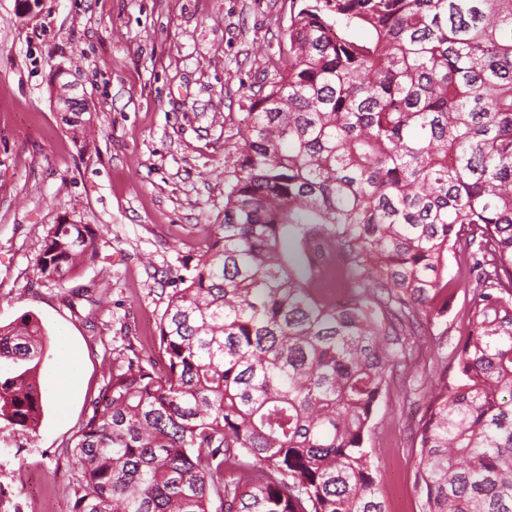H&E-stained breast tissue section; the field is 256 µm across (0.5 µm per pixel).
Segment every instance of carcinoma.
I'll use <instances>...</instances> for the list:
<instances>
[{"instance_id": "carcinoma-1", "label": "carcinoma", "mask_w": 512, "mask_h": 512, "mask_svg": "<svg viewBox=\"0 0 512 512\" xmlns=\"http://www.w3.org/2000/svg\"><path fill=\"white\" fill-rule=\"evenodd\" d=\"M284 38L224 159V223L75 439L73 512H387L366 443L458 251L481 273L414 436L423 512H512V0H289ZM94 254L87 225L51 224L37 272ZM47 347L31 312L0 326V419L30 433Z\"/></svg>"}]
</instances>
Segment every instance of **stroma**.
Returning a JSON list of instances; mask_svg holds the SVG:
<instances>
[{"mask_svg": "<svg viewBox=\"0 0 512 512\" xmlns=\"http://www.w3.org/2000/svg\"><path fill=\"white\" fill-rule=\"evenodd\" d=\"M288 0H46L21 19L0 0V324L34 313L50 347L37 433L0 421L10 512H71L74 439L126 346L152 351L178 274L224 221V155L288 25ZM95 114L74 140L53 103L57 66ZM88 225L97 255L62 282L37 273L48 225ZM448 262V346L418 330L421 359L453 367L470 294ZM78 360L61 389L67 356ZM426 383L397 370L368 442L389 512H422L411 432Z\"/></svg>", "mask_w": 512, "mask_h": 512, "instance_id": "35a3bbf8", "label": "stroma"}]
</instances>
